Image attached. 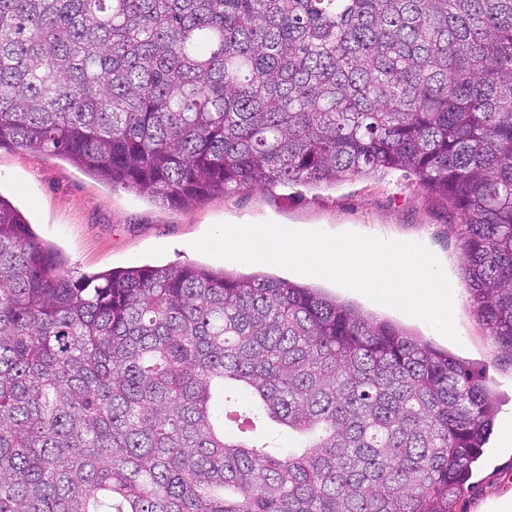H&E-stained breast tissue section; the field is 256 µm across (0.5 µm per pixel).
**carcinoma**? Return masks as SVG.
<instances>
[{
	"mask_svg": "<svg viewBox=\"0 0 512 512\" xmlns=\"http://www.w3.org/2000/svg\"><path fill=\"white\" fill-rule=\"evenodd\" d=\"M3 147L175 207L409 173L512 356V0H0ZM496 412L316 288L74 279L0 195V512H457Z\"/></svg>",
	"mask_w": 512,
	"mask_h": 512,
	"instance_id": "1",
	"label": "carcinoma"
}]
</instances>
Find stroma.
Instances as JSON below:
<instances>
[{
	"mask_svg": "<svg viewBox=\"0 0 512 512\" xmlns=\"http://www.w3.org/2000/svg\"><path fill=\"white\" fill-rule=\"evenodd\" d=\"M0 194L27 216L40 239L63 252L66 269L75 278L133 265L192 264L308 282L479 370L498 400V432L512 428V358L495 344L470 303L460 226L433 208L413 175L391 171L336 185L298 183L242 189L179 209L112 187L48 153L5 147L0 149ZM264 222L319 226L384 241L423 244L447 270L459 293L453 310L455 338L436 334L427 323L330 280H307L298 272L272 264L243 265L194 247L213 225ZM509 495L512 452L498 440L470 480L462 508L464 512H482L488 501Z\"/></svg>",
	"mask_w": 512,
	"mask_h": 512,
	"instance_id": "35a3bbf8",
	"label": "stroma"
}]
</instances>
